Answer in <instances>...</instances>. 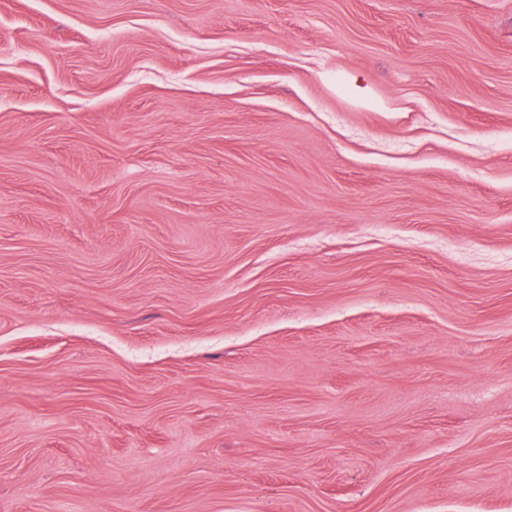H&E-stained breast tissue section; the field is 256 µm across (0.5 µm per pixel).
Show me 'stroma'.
<instances>
[{"mask_svg":"<svg viewBox=\"0 0 512 512\" xmlns=\"http://www.w3.org/2000/svg\"><path fill=\"white\" fill-rule=\"evenodd\" d=\"M0 512H512V0H0Z\"/></svg>","mask_w":512,"mask_h":512,"instance_id":"35a3bbf8","label":"stroma"}]
</instances>
